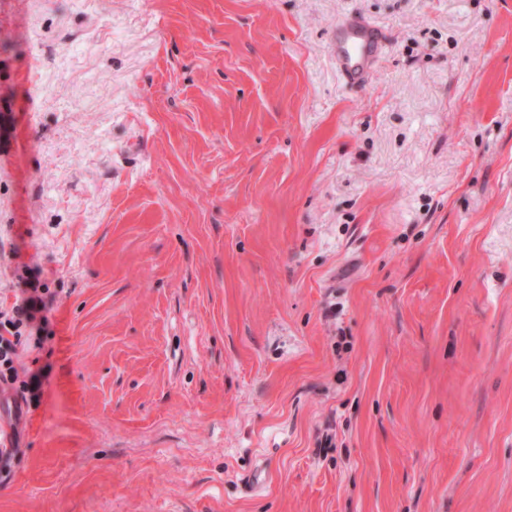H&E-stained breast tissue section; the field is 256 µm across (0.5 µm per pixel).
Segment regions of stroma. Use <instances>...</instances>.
<instances>
[{"mask_svg": "<svg viewBox=\"0 0 512 512\" xmlns=\"http://www.w3.org/2000/svg\"><path fill=\"white\" fill-rule=\"evenodd\" d=\"M22 265L0 512H512V0H0ZM381 46L377 28L358 16H347L332 26L330 49L340 75L350 85L364 80ZM19 278L22 296L16 299L9 312H0V391L12 390L22 398L24 394H35L40 380L38 374L19 380L15 367L18 347L23 337L40 343L49 333L47 311L54 301V293L35 279ZM3 332L9 336H4Z\"/></svg>", "mask_w": 512, "mask_h": 512, "instance_id": "obj_1", "label": "stroma"}]
</instances>
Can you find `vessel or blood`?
<instances>
[{
  "label": "vessel or blood",
  "mask_w": 512,
  "mask_h": 512,
  "mask_svg": "<svg viewBox=\"0 0 512 512\" xmlns=\"http://www.w3.org/2000/svg\"><path fill=\"white\" fill-rule=\"evenodd\" d=\"M381 46L377 28L358 16L337 20L331 31L330 49L344 80L357 85L374 64Z\"/></svg>",
  "instance_id": "obj_1"
}]
</instances>
